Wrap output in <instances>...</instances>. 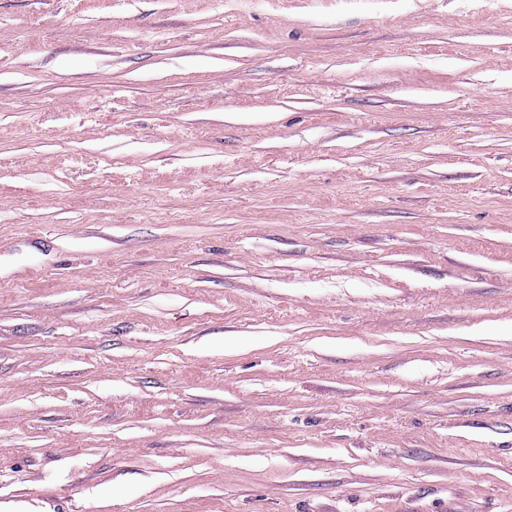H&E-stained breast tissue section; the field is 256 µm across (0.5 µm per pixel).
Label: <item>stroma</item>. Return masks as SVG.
Wrapping results in <instances>:
<instances>
[{"label":"stroma","instance_id":"35a3bbf8","mask_svg":"<svg viewBox=\"0 0 512 512\" xmlns=\"http://www.w3.org/2000/svg\"><path fill=\"white\" fill-rule=\"evenodd\" d=\"M0 512H512V0H0Z\"/></svg>","mask_w":512,"mask_h":512}]
</instances>
